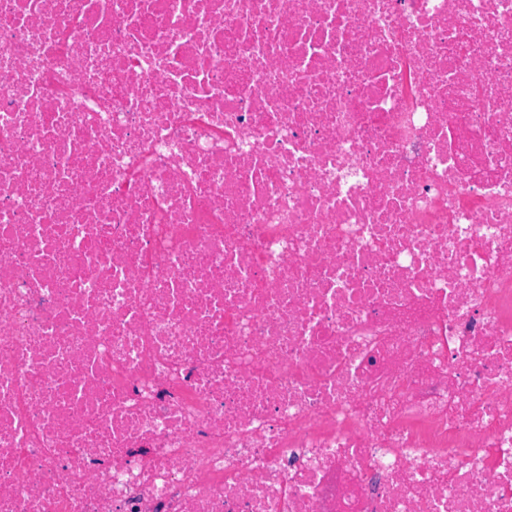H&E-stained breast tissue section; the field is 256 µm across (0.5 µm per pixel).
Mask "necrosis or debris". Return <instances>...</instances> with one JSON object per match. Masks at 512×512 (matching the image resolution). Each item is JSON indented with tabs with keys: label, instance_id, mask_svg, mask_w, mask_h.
I'll return each instance as SVG.
<instances>
[{
	"label": "necrosis or debris",
	"instance_id": "obj_1",
	"mask_svg": "<svg viewBox=\"0 0 512 512\" xmlns=\"http://www.w3.org/2000/svg\"><path fill=\"white\" fill-rule=\"evenodd\" d=\"M0 512H512V0H0Z\"/></svg>",
	"mask_w": 512,
	"mask_h": 512
}]
</instances>
